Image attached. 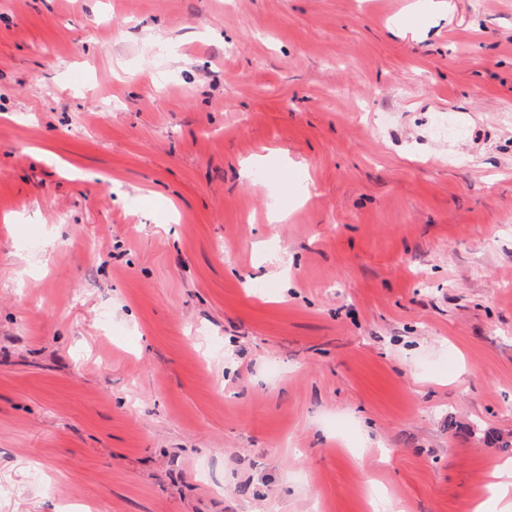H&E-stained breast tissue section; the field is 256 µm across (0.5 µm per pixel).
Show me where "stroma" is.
I'll list each match as a JSON object with an SVG mask.
<instances>
[{
	"label": "stroma",
	"mask_w": 512,
	"mask_h": 512,
	"mask_svg": "<svg viewBox=\"0 0 512 512\" xmlns=\"http://www.w3.org/2000/svg\"><path fill=\"white\" fill-rule=\"evenodd\" d=\"M424 2L0 0V512L486 497L512 0Z\"/></svg>",
	"instance_id": "35a3bbf8"
}]
</instances>
